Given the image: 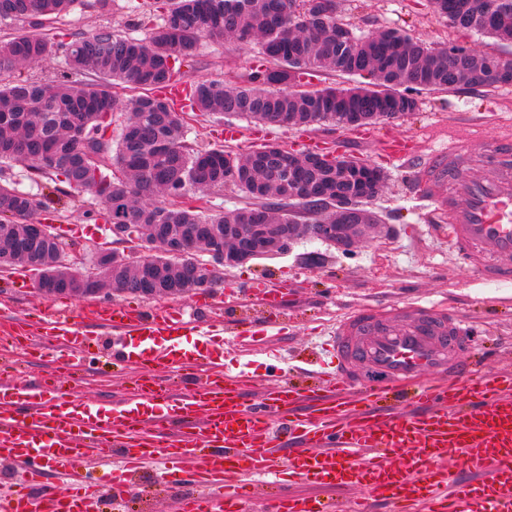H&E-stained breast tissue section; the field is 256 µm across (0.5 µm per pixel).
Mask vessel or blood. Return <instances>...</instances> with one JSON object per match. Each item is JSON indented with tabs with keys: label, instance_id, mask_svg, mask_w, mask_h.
Returning a JSON list of instances; mask_svg holds the SVG:
<instances>
[{
	"label": "vessel or blood",
	"instance_id": "b4317fda",
	"mask_svg": "<svg viewBox=\"0 0 512 512\" xmlns=\"http://www.w3.org/2000/svg\"><path fill=\"white\" fill-rule=\"evenodd\" d=\"M385 145L409 183L448 225L457 262L487 285L512 286V133L476 150L454 138L427 154L397 138ZM473 166L484 178L468 176ZM287 285L252 281L230 297L257 300L274 326ZM211 304L193 313L114 302L84 312L112 328L114 365L144 373L123 399L69 401L55 376L26 384L0 378V458L24 481L0 491V512H135L134 475L154 467L159 483L191 486L179 512H244L270 490L268 512H337L333 491L358 490L348 512H512V369L484 373L460 359L477 327L427 305L353 310L323 350L315 387L279 380L256 387L248 372H224L221 323ZM195 334L186 346L182 336ZM55 343L80 368L94 339L70 311L49 306L33 328L0 327V343L34 356ZM201 378L187 389L186 377ZM78 459L119 472L109 493ZM54 466L57 487L45 479Z\"/></svg>",
	"mask_w": 512,
	"mask_h": 512
}]
</instances>
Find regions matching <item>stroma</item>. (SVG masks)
Here are the masks:
<instances>
[{"instance_id":"stroma-1","label":"stroma","mask_w":512,"mask_h":512,"mask_svg":"<svg viewBox=\"0 0 512 512\" xmlns=\"http://www.w3.org/2000/svg\"><path fill=\"white\" fill-rule=\"evenodd\" d=\"M139 2L112 0L105 11L98 0H78L63 19L43 21L42 30L65 38L89 34L104 25L143 39L149 36L152 24L142 20ZM339 15L362 36L393 27L431 45L462 42L476 52L494 49L512 60V44H499L475 32L457 31L434 13L430 0H340ZM257 51L254 45L238 48L222 40L203 39L194 60L180 65L177 79L186 85L205 78L234 85L245 77ZM471 116L481 121L474 129L478 146L491 143L500 125H512V84L464 87L451 93L421 92L415 112L369 125L371 137L367 140L360 138L355 128L284 127L235 115L219 119L201 112L191 113L186 141L196 149L220 146L230 153L245 152L244 142L224 140L225 125L233 124L246 135L264 132L266 143L296 152L305 151L308 137L313 136L324 150L371 163L386 175L381 192L367 205L379 225L351 251L341 252L321 241L303 238L286 253L225 268L222 287L210 294L217 317L224 314L225 289L238 283L264 280L288 285V297L280 310V333L251 345L234 335H225V369L233 370L247 363L259 381L270 382L275 378L270 366L276 363L289 372L292 384L311 385L315 371L313 344L318 337L327 335L329 328L354 308L403 301L448 303L465 317L487 326L488 335L477 337L473 353L474 358L483 361L486 370L512 364V286L484 285L456 265L447 240L430 231L427 211L418 194L410 189L400 161L381 147L392 136L423 148L439 146L449 136L462 134V123ZM96 209L93 197L84 194L62 211L41 213L39 219L45 224H60L66 243L89 257L102 234L99 220L92 216ZM22 272L19 266L0 271V308L35 320L50 301L32 288L24 295L14 294L12 283ZM1 368L18 384L30 382L44 370H53L72 396L82 402L123 395L135 374L131 366L119 371L108 363L93 364L81 382L74 385L56 354L30 360L23 353L7 349L0 350ZM153 479L154 473L149 469L136 479L137 486L147 489L145 512H177L187 485L157 486Z\"/></svg>"}]
</instances>
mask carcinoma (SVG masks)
<instances>
[{
	"label": "carcinoma",
	"instance_id": "1",
	"mask_svg": "<svg viewBox=\"0 0 512 512\" xmlns=\"http://www.w3.org/2000/svg\"><path fill=\"white\" fill-rule=\"evenodd\" d=\"M77 0H0V24L32 18L60 19ZM304 16L289 25L292 0H175L146 39L115 32L78 35L68 42L35 28L0 40V161L22 163L33 181L49 180L62 195L90 194L99 214L106 205L122 224H137L152 246L116 262L133 273L120 288L174 282L182 265L215 264L194 244L184 257L157 251L161 235L186 242L201 236L200 224H315L336 208L364 203L379 194L385 175L353 159L319 162L264 145L239 158L220 148L185 143L184 106L163 95L175 84V65L195 56L201 38H228L244 48L259 46L265 63L243 84L226 88L216 79L191 85V108L213 115L236 114L266 124L312 126L328 122L361 126L405 115L400 97L411 90L452 91L461 86L501 84L499 56H448V46H428L396 28L362 38L338 15L337 0H307ZM434 12L458 30L512 42V6L492 10L497 0H431ZM61 54L62 70L38 78L24 68ZM317 68L359 75L371 82L352 87H298ZM146 91L125 100L114 82ZM116 112L128 114L116 143L104 138ZM231 183L249 202L228 212L212 207L209 195ZM46 195L20 190L0 178V263L25 264L39 275L64 249L48 236L27 241L24 224L45 211Z\"/></svg>",
	"mask_w": 512,
	"mask_h": 512
}]
</instances>
